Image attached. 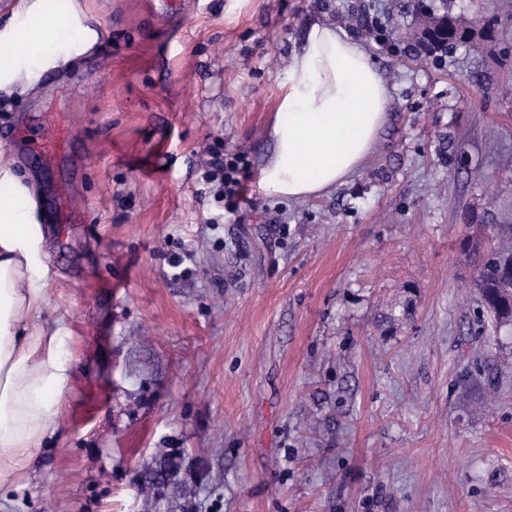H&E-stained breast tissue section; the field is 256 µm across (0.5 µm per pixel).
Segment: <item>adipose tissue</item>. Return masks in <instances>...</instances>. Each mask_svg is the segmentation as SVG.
Here are the masks:
<instances>
[{
	"mask_svg": "<svg viewBox=\"0 0 512 512\" xmlns=\"http://www.w3.org/2000/svg\"><path fill=\"white\" fill-rule=\"evenodd\" d=\"M44 0H19L0 31V91L25 92L70 48L61 41L88 27L75 14L45 12ZM392 90L369 51L336 26L308 22L293 54L279 100L281 119L269 129L274 150L263 170L269 193L307 198L328 193L356 174L389 121ZM31 215L0 195V487L26 466L42 440L56 433L71 362L59 350L60 328L35 321L49 306L48 285L36 264Z\"/></svg>",
	"mask_w": 512,
	"mask_h": 512,
	"instance_id": "obj_1",
	"label": "adipose tissue"
}]
</instances>
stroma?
Masks as SVG:
<instances>
[{"label":"stroma","instance_id":"stroma-1","mask_svg":"<svg viewBox=\"0 0 512 512\" xmlns=\"http://www.w3.org/2000/svg\"><path fill=\"white\" fill-rule=\"evenodd\" d=\"M71 0L92 46L0 95L7 193L31 204L72 362L63 417L0 512H512V323L484 313L466 213L512 224V15L427 0L467 40L387 36L404 0ZM394 89L361 171L265 191L307 23ZM95 94H87V83ZM70 134L46 162L49 108ZM242 156L224 212L208 160ZM81 215L62 224V210ZM223 215L212 227L209 220Z\"/></svg>","mask_w":512,"mask_h":512}]
</instances>
